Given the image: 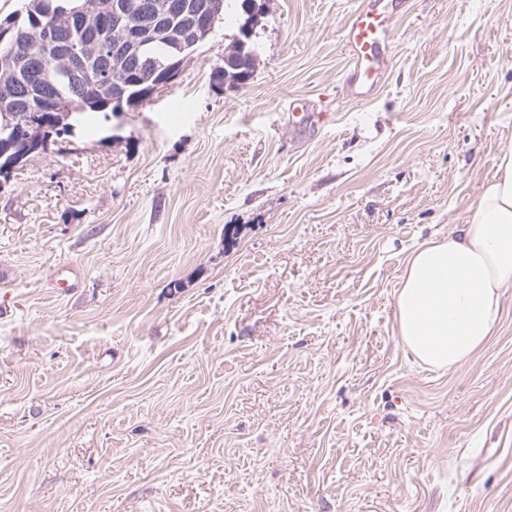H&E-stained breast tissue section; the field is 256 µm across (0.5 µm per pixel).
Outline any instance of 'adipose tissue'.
I'll use <instances>...</instances> for the list:
<instances>
[{"mask_svg": "<svg viewBox=\"0 0 512 512\" xmlns=\"http://www.w3.org/2000/svg\"><path fill=\"white\" fill-rule=\"evenodd\" d=\"M512 288V150L503 152L466 224L424 242L406 260L396 331L421 364L467 363L496 330Z\"/></svg>", "mask_w": 512, "mask_h": 512, "instance_id": "obj_1", "label": "adipose tissue"}]
</instances>
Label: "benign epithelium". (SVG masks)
<instances>
[{"label":"benign epithelium","instance_id":"obj_1","mask_svg":"<svg viewBox=\"0 0 512 512\" xmlns=\"http://www.w3.org/2000/svg\"><path fill=\"white\" fill-rule=\"evenodd\" d=\"M216 14L211 0H83L81 7L60 16L55 30L31 33L35 52L5 42V32L0 30V46H5L0 74L14 99L11 105L0 103V112L13 129L12 140L32 141L35 150H41L44 141L32 132L28 112L61 111L50 85L42 84L35 91L15 81L20 69L37 70L48 61L56 70L101 90L115 89L122 77L119 64L136 61L145 47L155 43L174 42L179 52H185L187 35L198 27H210ZM251 33L250 23L240 28L235 44L224 52L226 65L244 55L253 56L244 53Z\"/></svg>","mask_w":512,"mask_h":512}]
</instances>
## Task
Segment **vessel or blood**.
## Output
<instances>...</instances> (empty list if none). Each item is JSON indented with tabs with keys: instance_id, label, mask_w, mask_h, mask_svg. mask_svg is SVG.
<instances>
[{
	"instance_id": "1",
	"label": "vessel or blood",
	"mask_w": 512,
	"mask_h": 512,
	"mask_svg": "<svg viewBox=\"0 0 512 512\" xmlns=\"http://www.w3.org/2000/svg\"><path fill=\"white\" fill-rule=\"evenodd\" d=\"M399 13L397 0H359L344 30L349 57L347 87L354 101L363 103L380 90L390 66V39ZM322 121L305 100H295L288 117L293 131L303 135Z\"/></svg>"
}]
</instances>
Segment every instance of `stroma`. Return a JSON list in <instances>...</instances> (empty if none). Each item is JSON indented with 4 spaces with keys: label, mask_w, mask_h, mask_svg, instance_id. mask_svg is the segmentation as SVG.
<instances>
[{
    "label": "stroma",
    "mask_w": 512,
    "mask_h": 512,
    "mask_svg": "<svg viewBox=\"0 0 512 512\" xmlns=\"http://www.w3.org/2000/svg\"><path fill=\"white\" fill-rule=\"evenodd\" d=\"M150 100L0 174V512H512V288L465 365L403 349L411 250L512 149V0H258ZM326 113L296 135L289 104ZM401 0H359L344 30L349 57L347 87L356 102L380 90L390 66V39ZM247 8L249 10V15L251 16V19H252L254 13L258 9V5L256 4V2H253L251 4H248ZM251 19L248 22V24L246 23L243 27L240 26L241 27L240 28V36L237 38V40L233 46H231L230 48L225 50L224 63L226 65L231 66L232 64L237 62L239 57H243L244 50L247 47H248L249 51L246 50L245 58H244V60H242V62L240 61V64L244 65V66H246L247 63H249V65L252 64L250 58L247 57V53H248V56L254 59L253 53L248 46V41L250 40L251 33H252Z\"/></svg>",
    "instance_id": "obj_1"
}]
</instances>
